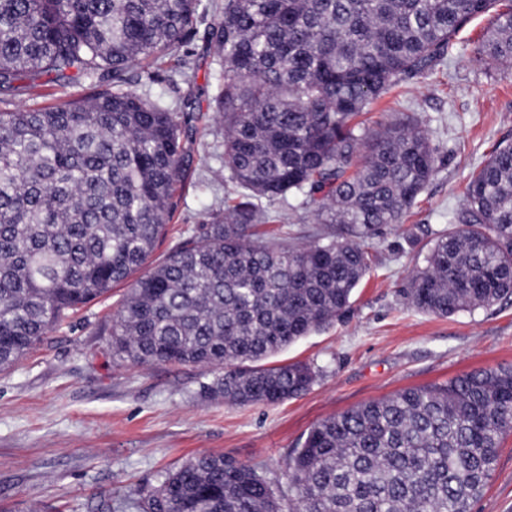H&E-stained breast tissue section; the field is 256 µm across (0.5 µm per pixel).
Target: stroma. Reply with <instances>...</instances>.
<instances>
[{
    "label": "stroma",
    "instance_id": "1",
    "mask_svg": "<svg viewBox=\"0 0 512 512\" xmlns=\"http://www.w3.org/2000/svg\"><path fill=\"white\" fill-rule=\"evenodd\" d=\"M217 19L212 12L199 19V34L188 45L200 89L195 107L207 115L220 66L200 33ZM489 22L486 16L472 21L444 62L411 75L368 110L372 127L397 112L415 113L437 171L402 225L377 239L371 269L345 317L273 357L276 365L312 366V388L281 404L238 407L200 396L208 379L203 368L113 361L108 328L127 291L117 285L110 298L82 308L18 365L0 371V512H141V491L205 453L256 466L284 495L289 452L325 418L512 364V300L437 317L407 306L401 294L437 234L463 210L472 172L512 142V73L488 72L474 54ZM197 141L200 158L185 174L153 261L234 190L224 179L222 138L202 128ZM261 206L271 217L265 231L282 243L305 241L314 226L303 205L265 199ZM471 512H512V433Z\"/></svg>",
    "mask_w": 512,
    "mask_h": 512
}]
</instances>
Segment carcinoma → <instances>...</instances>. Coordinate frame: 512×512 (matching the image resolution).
<instances>
[{
    "label": "carcinoma",
    "mask_w": 512,
    "mask_h": 512,
    "mask_svg": "<svg viewBox=\"0 0 512 512\" xmlns=\"http://www.w3.org/2000/svg\"><path fill=\"white\" fill-rule=\"evenodd\" d=\"M208 8L214 123L239 192L136 278L166 237L197 131L193 113L131 88L133 73L193 85L185 47ZM489 13L475 57L504 72L512 0H0V370L127 282L110 329L121 359L204 367L200 394L242 407L304 395L311 366L262 361L349 311L373 241L436 173L418 120L375 130L360 117ZM43 76L64 103L8 108ZM81 79L96 90L69 97ZM263 198L300 199L333 230L279 247L259 231ZM457 223L405 289L440 317L512 298V143L472 173ZM511 432L512 366L476 370L315 425L288 456L286 506L257 468L208 453L169 470L141 509L471 512Z\"/></svg>",
    "instance_id": "1"
}]
</instances>
